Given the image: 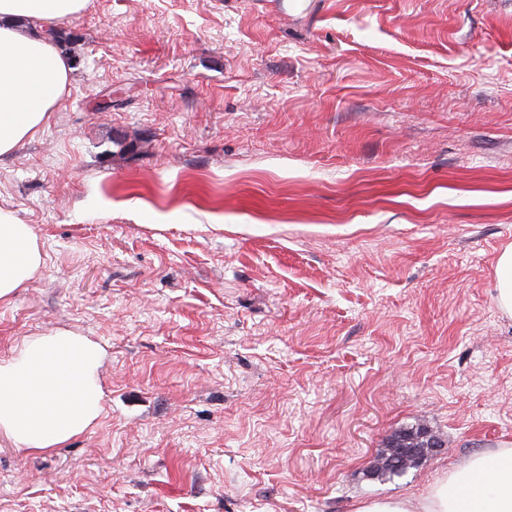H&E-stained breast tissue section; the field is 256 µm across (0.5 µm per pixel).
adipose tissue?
<instances>
[{
	"label": "adipose tissue",
	"instance_id": "obj_1",
	"mask_svg": "<svg viewBox=\"0 0 512 512\" xmlns=\"http://www.w3.org/2000/svg\"><path fill=\"white\" fill-rule=\"evenodd\" d=\"M86 0H0V159L34 139L60 99L68 66L54 40L25 31L79 13ZM42 263L28 225L0 217V302ZM96 342L69 330L25 340L0 360V432L20 449L46 453L86 432L103 411ZM357 512H512V448L473 458L418 502L385 499Z\"/></svg>",
	"mask_w": 512,
	"mask_h": 512
}]
</instances>
